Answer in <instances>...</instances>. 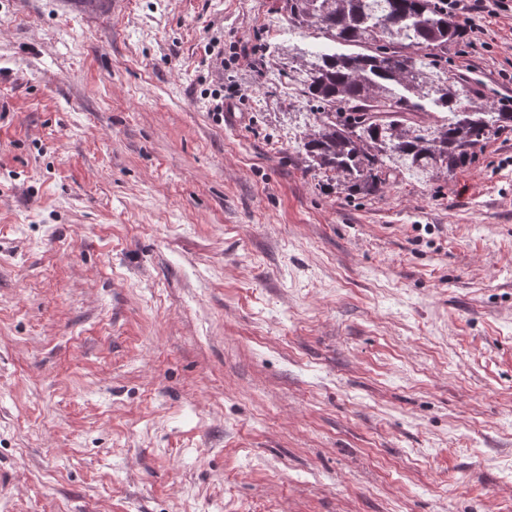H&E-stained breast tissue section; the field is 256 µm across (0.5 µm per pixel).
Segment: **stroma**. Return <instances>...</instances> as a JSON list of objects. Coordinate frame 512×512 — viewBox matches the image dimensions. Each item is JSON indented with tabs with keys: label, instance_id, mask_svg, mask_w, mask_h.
Returning <instances> with one entry per match:
<instances>
[{
	"label": "stroma",
	"instance_id": "35a3bbf8",
	"mask_svg": "<svg viewBox=\"0 0 512 512\" xmlns=\"http://www.w3.org/2000/svg\"><path fill=\"white\" fill-rule=\"evenodd\" d=\"M458 22L512 101V13ZM263 42L324 40L0 0V512H512V132L351 199Z\"/></svg>",
	"mask_w": 512,
	"mask_h": 512
}]
</instances>
